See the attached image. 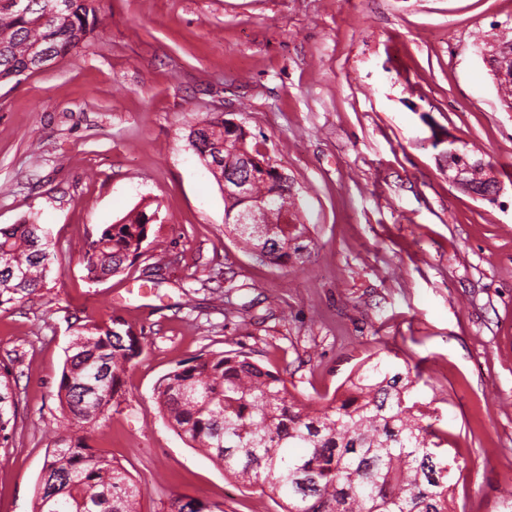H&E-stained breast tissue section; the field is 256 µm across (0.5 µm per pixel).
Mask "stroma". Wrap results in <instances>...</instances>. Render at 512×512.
Returning a JSON list of instances; mask_svg holds the SVG:
<instances>
[{
    "label": "stroma",
    "instance_id": "obj_1",
    "mask_svg": "<svg viewBox=\"0 0 512 512\" xmlns=\"http://www.w3.org/2000/svg\"><path fill=\"white\" fill-rule=\"evenodd\" d=\"M508 28L512 0H101L80 52L0 83V225L37 215L56 257L46 288L0 311L16 402L0 512H33L48 453L78 434L56 397L77 316L141 338L89 444L141 483L144 512L178 495L278 512L153 399L177 363L240 348L313 405L364 362L419 366L417 397L459 464L454 512H498L512 493V112L478 44ZM216 112L287 174L301 264L262 261L225 228L188 143ZM438 129L491 165L496 200L449 181ZM146 207L162 221L144 256L85 282L90 235ZM219 273L236 282L224 298Z\"/></svg>",
    "mask_w": 512,
    "mask_h": 512
}]
</instances>
